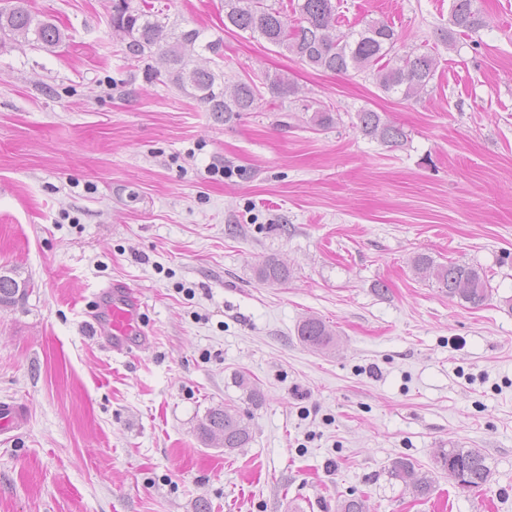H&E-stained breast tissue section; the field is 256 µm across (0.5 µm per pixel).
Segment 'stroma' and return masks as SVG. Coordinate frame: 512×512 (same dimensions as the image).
Instances as JSON below:
<instances>
[{
  "instance_id": "35a3bbf8",
  "label": "stroma",
  "mask_w": 512,
  "mask_h": 512,
  "mask_svg": "<svg viewBox=\"0 0 512 512\" xmlns=\"http://www.w3.org/2000/svg\"><path fill=\"white\" fill-rule=\"evenodd\" d=\"M151 2L223 39L226 79L284 73L296 93L215 121L126 59L112 0H28L65 38L0 48V267L34 283L0 310V401L30 408L0 434V512H512V0H477L483 27L449 45L451 0H337L342 29L384 19L398 52L438 56L409 101L225 28L222 0ZM320 108L333 127L310 123ZM363 108L404 145L355 128ZM419 253L482 267L488 300L448 299ZM269 257L288 282L257 280ZM116 281L148 337L120 355L85 329ZM310 315L334 346L300 342ZM225 404L246 447L196 435ZM450 446L484 454L486 485L437 467Z\"/></svg>"
}]
</instances>
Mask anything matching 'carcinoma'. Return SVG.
I'll list each match as a JSON object with an SVG mask.
<instances>
[{"instance_id":"cac0c4a2","label":"carcinoma","mask_w":512,"mask_h":512,"mask_svg":"<svg viewBox=\"0 0 512 512\" xmlns=\"http://www.w3.org/2000/svg\"><path fill=\"white\" fill-rule=\"evenodd\" d=\"M25 2L14 0L13 4L0 7V46L7 40L46 50L60 44L64 38L62 29L51 21L37 19ZM294 13L298 18L292 23L282 9L267 0H224V21L313 69L337 75L368 71L382 91L399 94L405 100L426 92L435 77L436 58L428 52L399 54V35L385 21H371L358 31L343 33L337 29L336 0H296ZM482 26L476 0H452L448 36L474 32ZM112 28L123 37L126 58L146 63V79L167 78L203 103L214 119L229 123L255 108L260 96L256 84L246 80L228 84L220 68L194 63V58L206 52L222 58V40L207 41L201 29H180L169 24L166 17L153 11L149 0H140L135 6L132 0H114ZM153 59L159 65L149 64ZM266 86L282 99L295 94L294 84L282 73L267 76ZM355 127L389 147H400L406 140L401 128L371 109L356 112ZM413 267L432 277L451 300L459 299L475 307L489 297L486 277L476 266L453 261L437 263L421 254L413 259ZM289 277L288 266L277 258H268L257 268V278L264 283L278 284ZM33 287L31 279L21 277L17 269L0 267L1 308L17 305ZM297 333L300 341L310 347L327 348L334 343V331L317 317L304 319ZM197 435L203 442L227 450L243 448L251 439L241 415L223 406L208 410L197 426ZM437 463L463 489L483 486L490 475L485 457L472 449L442 448Z\"/></svg>"}]
</instances>
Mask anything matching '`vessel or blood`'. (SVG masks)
<instances>
[{"label": "vessel or blood", "mask_w": 512, "mask_h": 512, "mask_svg": "<svg viewBox=\"0 0 512 512\" xmlns=\"http://www.w3.org/2000/svg\"><path fill=\"white\" fill-rule=\"evenodd\" d=\"M142 303L126 284L113 283L106 292V300L95 314L91 329L105 336L113 352L122 353L135 339L143 338L141 328ZM29 420L26 404L7 400L0 402V431L22 428Z\"/></svg>", "instance_id": "vessel-or-blood-1"}]
</instances>
